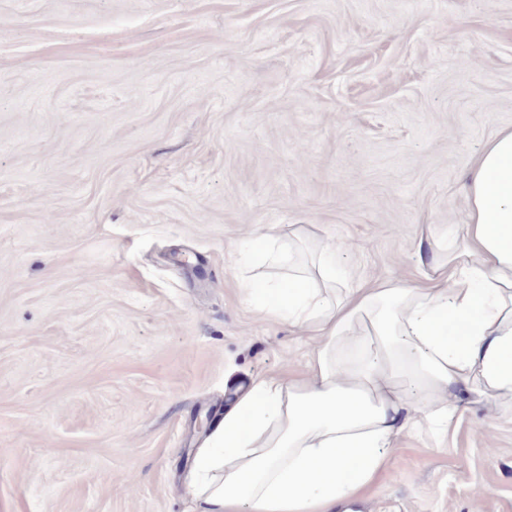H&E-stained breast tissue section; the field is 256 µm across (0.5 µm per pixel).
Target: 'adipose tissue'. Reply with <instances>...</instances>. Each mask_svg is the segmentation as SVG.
<instances>
[{
  "label": "adipose tissue",
  "instance_id": "ef3b65f1",
  "mask_svg": "<svg viewBox=\"0 0 512 512\" xmlns=\"http://www.w3.org/2000/svg\"><path fill=\"white\" fill-rule=\"evenodd\" d=\"M467 196V223L432 232L421 284L337 270L343 246L329 239L304 259L293 239L251 234L282 270L245 278L259 313L318 344L299 376L254 379L196 449L197 512H339L401 433L446 432L459 393L512 400V130L481 153Z\"/></svg>",
  "mask_w": 512,
  "mask_h": 512
}]
</instances>
